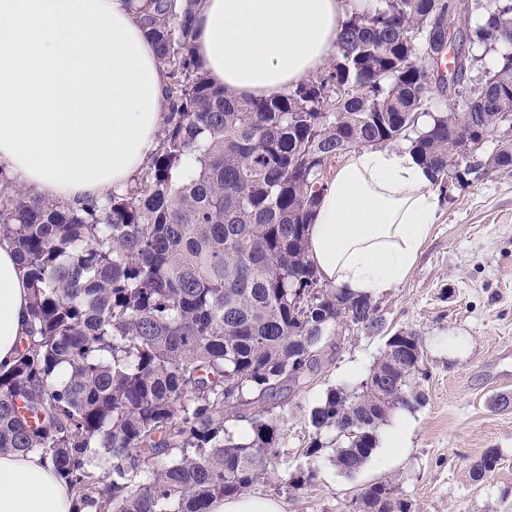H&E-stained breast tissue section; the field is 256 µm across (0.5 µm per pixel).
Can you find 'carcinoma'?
<instances>
[{"label":"carcinoma","instance_id":"carcinoma-1","mask_svg":"<svg viewBox=\"0 0 512 512\" xmlns=\"http://www.w3.org/2000/svg\"><path fill=\"white\" fill-rule=\"evenodd\" d=\"M136 2L169 84L159 149L134 184L65 205L0 176V237L31 289L28 332L0 365V454L48 459L77 512H209L279 465L272 412L330 360L339 329L385 328L374 298L325 283L307 257L333 163L405 140L442 192L512 168L507 136L479 152L489 168L448 164L461 136L483 141L512 113V52L492 67L473 52L494 33L512 46V0H377L346 17L322 72L282 95L239 99L196 57L202 0ZM445 46L454 66L440 77ZM434 88L461 111H432ZM423 357L418 333L389 336L359 386L329 389L310 411L305 457L321 454L329 432L336 467L358 473L389 415L421 404ZM242 422L244 438L233 432ZM500 465L489 448L471 479ZM315 478L299 466L285 484L297 492ZM353 512L413 510L385 478Z\"/></svg>","mask_w":512,"mask_h":512}]
</instances>
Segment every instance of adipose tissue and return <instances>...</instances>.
<instances>
[{"mask_svg":"<svg viewBox=\"0 0 512 512\" xmlns=\"http://www.w3.org/2000/svg\"><path fill=\"white\" fill-rule=\"evenodd\" d=\"M376 0H202L195 52L228 94L272 96L319 72L342 22ZM168 79L130 0H0V170L65 203L123 193L158 149ZM443 197L408 147H366L333 168L308 229L325 282L356 296L401 284ZM26 269L0 241V364L28 329ZM36 453L0 455V512H71Z\"/></svg>","mask_w":512,"mask_h":512,"instance_id":"1","label":"adipose tissue"}]
</instances>
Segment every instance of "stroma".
I'll return each instance as SVG.
<instances>
[{
    "label": "stroma",
    "instance_id": "stroma-1",
    "mask_svg": "<svg viewBox=\"0 0 512 512\" xmlns=\"http://www.w3.org/2000/svg\"><path fill=\"white\" fill-rule=\"evenodd\" d=\"M376 302L383 334L345 332L320 374L276 409L280 464L253 494L282 501L286 512H349L363 487L395 476L414 512H512V171L452 190L408 278ZM410 330L424 340L427 376L422 404L392 413L406 422V446L377 448L352 476L325 449L316 482L289 490L280 476L305 460L311 409L331 387L359 386L387 335ZM452 337L461 348L449 349ZM488 448L500 451L501 465L473 482L470 468Z\"/></svg>",
    "mask_w": 512,
    "mask_h": 512
}]
</instances>
